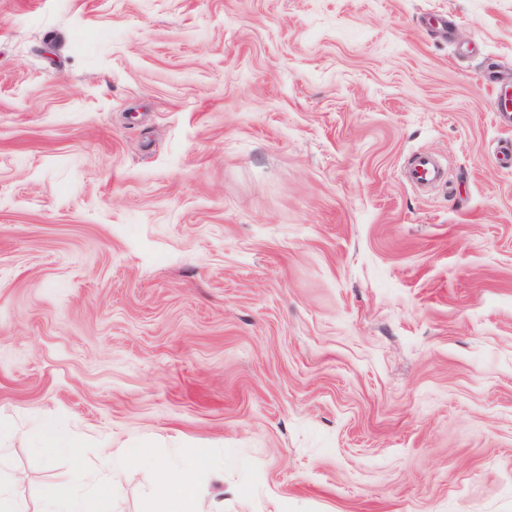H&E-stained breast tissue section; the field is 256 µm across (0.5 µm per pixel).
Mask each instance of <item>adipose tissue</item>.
<instances>
[{"label": "adipose tissue", "instance_id": "adipose-tissue-1", "mask_svg": "<svg viewBox=\"0 0 512 512\" xmlns=\"http://www.w3.org/2000/svg\"><path fill=\"white\" fill-rule=\"evenodd\" d=\"M157 480L148 512H209L201 488L200 465L190 461L156 464ZM84 471H76L69 487L53 488L43 495V512H86Z\"/></svg>", "mask_w": 512, "mask_h": 512}]
</instances>
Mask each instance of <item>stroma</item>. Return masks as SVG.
Masks as SVG:
<instances>
[{"label": "stroma", "instance_id": "obj_1", "mask_svg": "<svg viewBox=\"0 0 512 512\" xmlns=\"http://www.w3.org/2000/svg\"><path fill=\"white\" fill-rule=\"evenodd\" d=\"M511 88L512 0H0L24 512L204 458L212 512H512ZM406 175L411 183L419 186L447 184L445 168L427 153H418L411 158ZM89 485L88 475L77 470L72 483L65 489H49L43 494V512H88L81 491Z\"/></svg>", "mask_w": 512, "mask_h": 512}]
</instances>
